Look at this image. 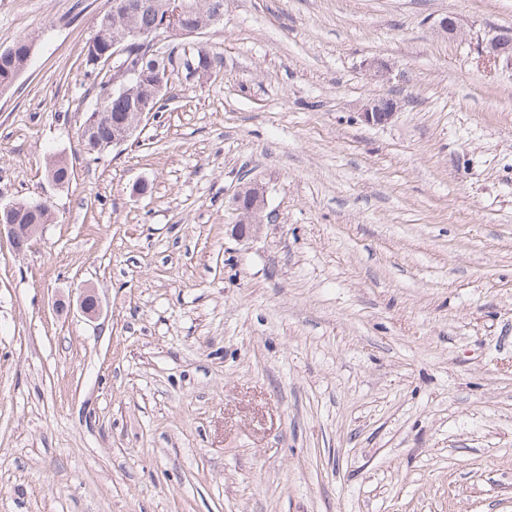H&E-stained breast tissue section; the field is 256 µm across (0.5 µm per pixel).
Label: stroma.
<instances>
[{"label":"stroma","mask_w":512,"mask_h":512,"mask_svg":"<svg viewBox=\"0 0 512 512\" xmlns=\"http://www.w3.org/2000/svg\"><path fill=\"white\" fill-rule=\"evenodd\" d=\"M108 7L0 0V50L37 39L0 204L54 203L0 236V512H512V0H224L220 65L94 160ZM486 56L494 64H502L512 69V29H501L488 42L485 50ZM398 109V103L392 98H379L369 101L362 112L361 120L372 126L384 125L392 120ZM247 187L257 188V199L245 193ZM239 189L235 196V206L241 214V223L235 225V234L240 238H246L256 230L257 223L264 219L268 206V191L263 184L252 179L242 184ZM44 201L38 202L31 209H39ZM30 203L29 201L20 200L17 201V205L16 202H13L5 206H0V211H3L7 215L17 206L13 218L10 221L12 224H0V234L6 231L18 252H22L25 244L42 232L43 224H48L53 216L52 205L44 206L38 211H32L29 209Z\"/></svg>","instance_id":"stroma-1"}]
</instances>
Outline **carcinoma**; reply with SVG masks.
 I'll return each instance as SVG.
<instances>
[{
  "label": "carcinoma",
  "mask_w": 512,
  "mask_h": 512,
  "mask_svg": "<svg viewBox=\"0 0 512 512\" xmlns=\"http://www.w3.org/2000/svg\"><path fill=\"white\" fill-rule=\"evenodd\" d=\"M136 8L118 18L111 17L112 29L118 31L126 27L149 29L157 23L158 17L163 15L161 5L165 0H132ZM182 44L178 34L154 48L151 53L141 52V48L133 46L126 59L131 64L141 63L146 72L143 81H135L130 85L129 94L123 101L112 103V117L108 121L96 116V110L89 111L84 126L91 131V137L96 142H105L112 137L117 129L118 120L124 117L125 112L139 104L147 105L160 112L165 102L170 99V80L179 76L177 60L173 57L170 47ZM108 43L104 42L95 49H85L86 65L91 71H97V65L105 63L109 56L105 55ZM194 60L202 63L203 71L209 72L218 62V56L211 54L198 44L190 46ZM29 41L22 39L12 47L0 51V95L9 91L17 78L26 69L28 64ZM30 202L20 200L14 211L11 223L13 224H47L53 216L52 206H45L38 211L29 209Z\"/></svg>",
  "instance_id": "obj_1"
}]
</instances>
